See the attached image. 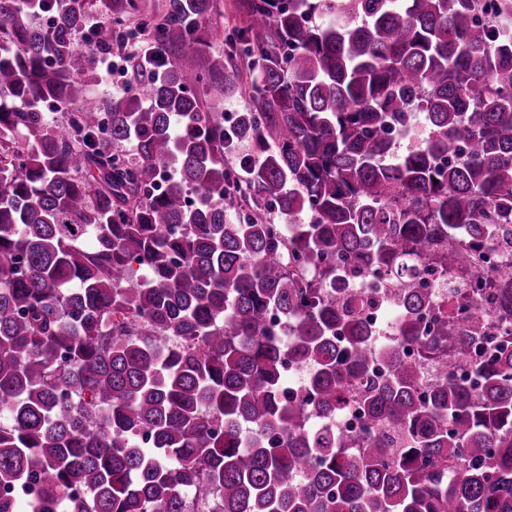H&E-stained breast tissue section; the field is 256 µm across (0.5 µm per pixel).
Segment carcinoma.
<instances>
[{
	"label": "carcinoma",
	"mask_w": 512,
	"mask_h": 512,
	"mask_svg": "<svg viewBox=\"0 0 512 512\" xmlns=\"http://www.w3.org/2000/svg\"><path fill=\"white\" fill-rule=\"evenodd\" d=\"M84 2L0 0V512H512V268H480L512 232V0H238L227 124L221 0H95L82 49ZM145 35L96 96L95 49ZM424 261L492 278L502 333L479 293L426 328ZM348 264L401 286L395 339ZM356 378L358 447L324 425Z\"/></svg>",
	"instance_id": "carcinoma-1"
}]
</instances>
